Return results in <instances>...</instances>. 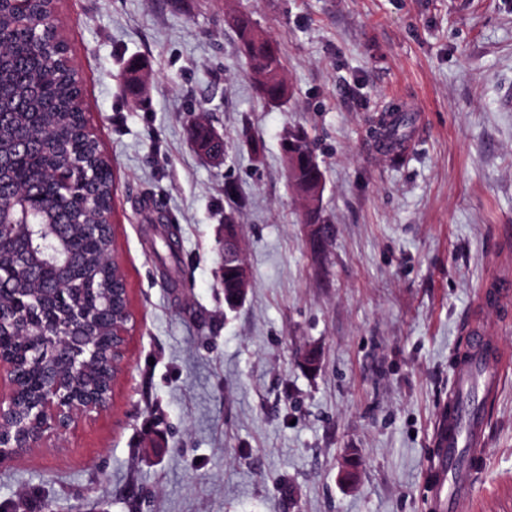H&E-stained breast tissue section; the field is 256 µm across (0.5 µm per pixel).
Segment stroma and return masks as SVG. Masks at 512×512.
I'll use <instances>...</instances> for the list:
<instances>
[{
  "instance_id": "stroma-1",
  "label": "stroma",
  "mask_w": 512,
  "mask_h": 512,
  "mask_svg": "<svg viewBox=\"0 0 512 512\" xmlns=\"http://www.w3.org/2000/svg\"><path fill=\"white\" fill-rule=\"evenodd\" d=\"M253 9L290 97L257 93L229 24ZM137 328L106 408L0 469V512H427L432 435L468 316L512 264V0H58ZM149 65L138 103L131 56ZM411 113L392 164L372 118ZM224 136L223 161L189 128ZM324 173L314 253L286 132ZM263 145L253 158L242 136ZM251 276L224 305L225 184ZM475 468L512 512V369Z\"/></svg>"
}]
</instances>
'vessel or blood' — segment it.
Wrapping results in <instances>:
<instances>
[{
	"label": "vessel or blood",
	"mask_w": 512,
	"mask_h": 512,
	"mask_svg": "<svg viewBox=\"0 0 512 512\" xmlns=\"http://www.w3.org/2000/svg\"><path fill=\"white\" fill-rule=\"evenodd\" d=\"M481 308L508 313L512 310V272L502 270L479 291ZM466 341L456 357L448 402L433 431V457L428 472L429 512H459L462 502L476 494L471 462L487 440L486 405L498 396L512 358L487 337L480 321L464 325Z\"/></svg>",
	"instance_id": "b4317fda"
}]
</instances>
